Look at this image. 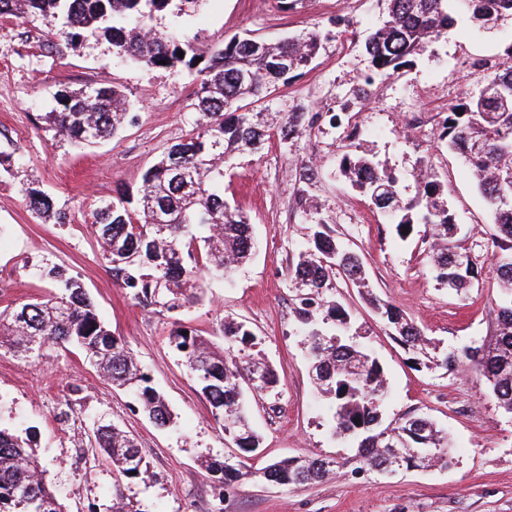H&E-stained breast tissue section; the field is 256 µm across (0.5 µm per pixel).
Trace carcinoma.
<instances>
[{
  "label": "carcinoma",
  "instance_id": "obj_1",
  "mask_svg": "<svg viewBox=\"0 0 512 512\" xmlns=\"http://www.w3.org/2000/svg\"><path fill=\"white\" fill-rule=\"evenodd\" d=\"M194 0H0V16L32 22L51 16L57 31L47 47L58 50L83 32L112 44L115 54L149 69L180 64L198 68L201 76L191 99L196 115L191 129L167 147L142 177L137 196L118 190L93 201L92 228L102 259L117 284L146 305L168 310L198 299L202 275L222 277L248 261L253 237L248 218L224 201V158L233 151L259 148L273 135L283 139L312 127L306 113L275 112L263 122L245 112V102H259L286 85L306 67L321 47L320 34L306 32L277 42L234 38L196 61L191 42L157 27L156 17L181 11ZM387 16L364 43L373 72L392 76L413 58L464 23L492 29L512 19V0H385ZM183 56H178V52ZM167 61L161 65L160 61ZM55 108L45 113L53 137L77 148L93 146L126 125L129 107L118 91L86 85L61 88L53 94ZM438 140L465 160L468 176L484 199L496 228L492 261L497 266L502 297L497 304L495 335L460 354L442 360L445 369H471L484 376L498 404L512 413V75L487 74L483 87L464 97L447 113ZM343 172L378 210L390 217L396 234L425 224L432 230V268L441 284L455 281V291L473 287L478 268L458 269L462 252L451 246L455 219L444 198V185L430 161H419L417 192L402 199L394 173L366 153H350ZM33 214L69 223L65 209L45 192L21 189ZM358 288L368 287L359 257L342 246L333 230L318 218L312 237L292 269L300 294L296 313L308 348L312 382L330 400L333 434L358 440L360 468L374 471L393 455L410 458L417 448L434 449L428 464L446 467L448 433L421 416L399 417L385 428L381 407L388 392L384 369L371 352L349 339L345 325L351 313L332 295L336 277ZM46 277L55 291L4 314L0 335L30 362L50 351L81 352L87 362L117 387L131 390L139 408L159 428L173 423L164 395L135 364L124 344L100 319L81 284L53 266ZM379 315L406 349L421 354L430 339L415 321L390 303L374 301ZM224 351H217L196 333L176 328L168 342L184 366L211 414L240 450L228 461L209 459L205 467L224 486L249 478L270 484L305 485L326 478L331 461L320 457H289L254 471L249 454L260 447L252 427L248 399L274 392L280 377L249 349L256 336L246 324H221ZM96 447L112 465L117 484L145 482L151 477L134 439L115 424L94 431ZM137 474H132V471ZM0 512H65L48 485L36 433L0 429Z\"/></svg>",
  "mask_w": 512,
  "mask_h": 512
}]
</instances>
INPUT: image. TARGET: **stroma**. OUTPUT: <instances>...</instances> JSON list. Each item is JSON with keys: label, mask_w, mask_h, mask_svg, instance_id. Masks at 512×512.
Instances as JSON below:
<instances>
[{"label": "stroma", "mask_w": 512, "mask_h": 512, "mask_svg": "<svg viewBox=\"0 0 512 512\" xmlns=\"http://www.w3.org/2000/svg\"><path fill=\"white\" fill-rule=\"evenodd\" d=\"M385 10L384 0H299L290 10L277 0H200L194 10L162 18L200 54L236 35L275 41L316 30L323 36L307 67L250 106L264 115L303 110L313 119L310 133L272 139L224 162V197L252 226L251 259L230 278L204 279L198 301L172 311L140 304L113 280L99 257L89 206L119 188L136 193L145 170L186 134L196 71L139 67L87 34L62 51H48L52 18H0V159L12 162L0 169V311L47 294L52 284L44 267L63 269L82 283L113 336L164 394L175 421L168 429L156 427L136 410L131 394L104 381L80 353L32 364L0 349V426L36 428L47 480L68 512H112L118 489L144 512H512V414L481 375L414 357L344 280L336 282V297L387 376L383 422L406 414L432 418L448 431L451 465L391 476L357 470L355 444L332 436L326 402L309 375L290 273L314 224L296 204L302 193L321 206L337 240L359 254L373 294L414 320L437 354L481 344L495 331L492 226L461 158L438 141L436 123L439 113L478 89L483 62L502 57L512 44V21L490 30L458 25L400 74L369 85L364 43ZM338 16L347 18L346 26L333 27ZM89 84L122 91L135 120L116 137L74 151L45 131L41 117L55 106L52 91ZM333 113L340 116L334 125ZM365 149L388 162L408 196L415 193L417 161H433L451 191L459 227L453 244L476 263L481 289L460 296L438 284L430 272L429 228L418 224L399 238L341 176L342 156ZM308 166L316 171L310 183L302 178ZM29 182L65 205L70 223L33 218L21 193ZM227 316L247 324L257 336L255 352L281 376L276 395L251 400L252 424L262 439L252 466L315 456L333 461L328 479L298 486L249 479L227 489L206 471L205 460L230 456L235 446L215 425L167 337L183 326L223 347L218 327ZM74 386L79 401L68 425H59L56 415ZM100 423L136 437L153 481L116 484L111 466L90 446Z\"/></svg>", "instance_id": "35a3bbf8"}]
</instances>
